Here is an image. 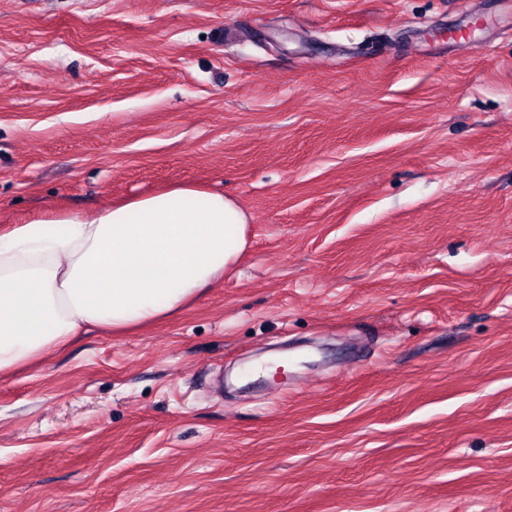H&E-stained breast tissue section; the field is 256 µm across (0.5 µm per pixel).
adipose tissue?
Masks as SVG:
<instances>
[{
	"instance_id": "ef3b65f1",
	"label": "adipose tissue",
	"mask_w": 512,
	"mask_h": 512,
	"mask_svg": "<svg viewBox=\"0 0 512 512\" xmlns=\"http://www.w3.org/2000/svg\"><path fill=\"white\" fill-rule=\"evenodd\" d=\"M239 203L191 185L85 218L63 209L0 226V373L91 328L127 333L179 312L247 245Z\"/></svg>"
}]
</instances>
